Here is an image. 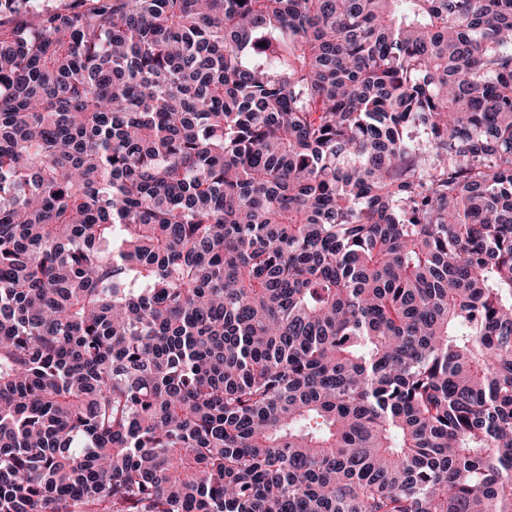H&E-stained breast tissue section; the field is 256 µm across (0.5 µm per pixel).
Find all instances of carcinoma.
<instances>
[{"instance_id":"cac0c4a2","label":"carcinoma","mask_w":512,"mask_h":512,"mask_svg":"<svg viewBox=\"0 0 512 512\" xmlns=\"http://www.w3.org/2000/svg\"><path fill=\"white\" fill-rule=\"evenodd\" d=\"M0 512H512V0H6Z\"/></svg>"}]
</instances>
